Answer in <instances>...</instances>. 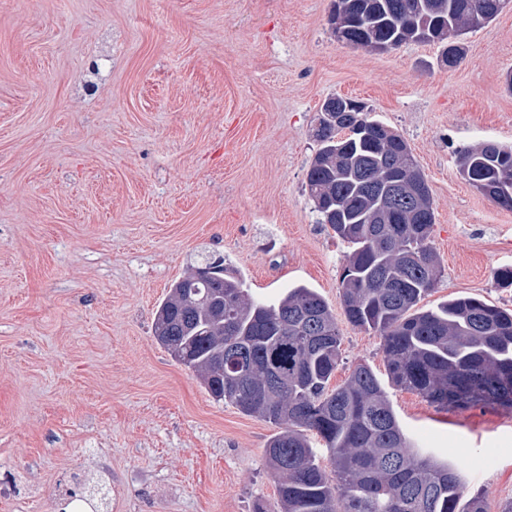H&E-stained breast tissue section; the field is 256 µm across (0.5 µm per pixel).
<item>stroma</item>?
Here are the masks:
<instances>
[{
  "label": "stroma",
  "instance_id": "stroma-1",
  "mask_svg": "<svg viewBox=\"0 0 512 512\" xmlns=\"http://www.w3.org/2000/svg\"><path fill=\"white\" fill-rule=\"evenodd\" d=\"M331 0H0V512H275L273 424L215 401L154 336L202 256L253 297L316 289L344 381L385 368L348 323V251L306 190L324 100H363L430 186L441 277L512 309V209L461 178L455 151L512 146V7L464 37L384 53L339 42ZM423 455L456 466L486 512L512 502V412L440 409L388 387Z\"/></svg>",
  "mask_w": 512,
  "mask_h": 512
}]
</instances>
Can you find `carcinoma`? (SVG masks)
<instances>
[{
    "label": "carcinoma",
    "instance_id": "obj_1",
    "mask_svg": "<svg viewBox=\"0 0 512 512\" xmlns=\"http://www.w3.org/2000/svg\"><path fill=\"white\" fill-rule=\"evenodd\" d=\"M502 0H333L337 39L374 51L379 44L443 46L448 67L464 58L462 37L492 21ZM319 148L306 187L318 215L346 243L339 282L348 322L376 333L392 386L442 409L494 405L512 411V310L467 296L435 307L420 302L441 269L431 241L430 187L388 209V182L419 180L405 140L368 112L329 98L317 117ZM460 176L493 199L512 192V147L494 142L456 151ZM173 283L155 315L157 341L197 373L217 401L279 428L266 448L279 512H486L462 501L457 470L413 450L372 367L355 365L331 385L342 336L327 301L297 286L274 302L250 296L224 268L201 264ZM333 465H320L311 436Z\"/></svg>",
    "mask_w": 512,
    "mask_h": 512
}]
</instances>
